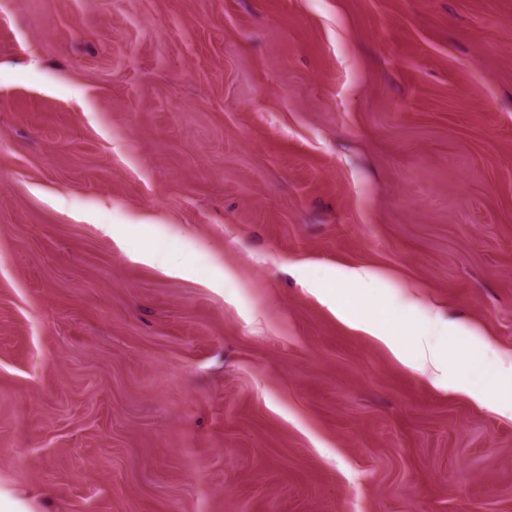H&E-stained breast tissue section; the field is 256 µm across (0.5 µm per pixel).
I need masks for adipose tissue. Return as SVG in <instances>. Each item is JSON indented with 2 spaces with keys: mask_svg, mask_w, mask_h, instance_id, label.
Returning a JSON list of instances; mask_svg holds the SVG:
<instances>
[{
  "mask_svg": "<svg viewBox=\"0 0 512 512\" xmlns=\"http://www.w3.org/2000/svg\"><path fill=\"white\" fill-rule=\"evenodd\" d=\"M378 274L358 268L333 270L331 283L345 285L334 295L336 316L386 344L404 365L435 371L436 381L479 404L512 413V365L504 366L477 330L445 322L428 309L400 301L395 293L370 292Z\"/></svg>",
  "mask_w": 512,
  "mask_h": 512,
  "instance_id": "1",
  "label": "adipose tissue"
}]
</instances>
